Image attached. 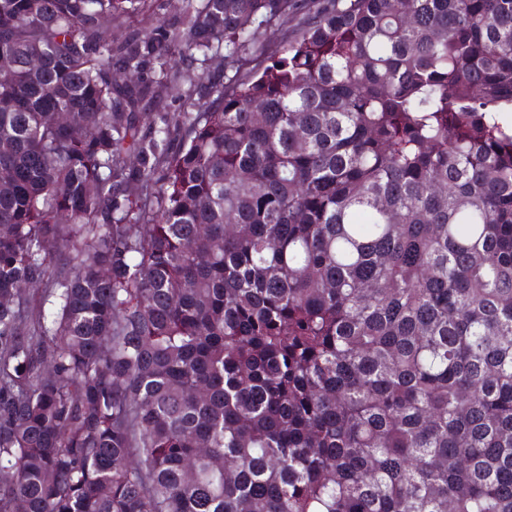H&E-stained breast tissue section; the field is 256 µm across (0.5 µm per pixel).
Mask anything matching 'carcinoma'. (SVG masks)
<instances>
[{"label":"carcinoma","mask_w":512,"mask_h":512,"mask_svg":"<svg viewBox=\"0 0 512 512\" xmlns=\"http://www.w3.org/2000/svg\"><path fill=\"white\" fill-rule=\"evenodd\" d=\"M146 2L0 0V512H512V0ZM184 0H148V9L144 14L132 17L125 26H112V40L119 39L128 28L140 29L144 34H154L155 27L177 25L183 17ZM202 59V56L196 52H187L185 54L169 55L162 62L165 63L164 68L184 72L193 82H206L208 79L211 81L220 79L225 82V76L230 77L234 74L227 61L224 60V50L206 62H203ZM193 87L189 81L184 82L177 93L173 95L166 96L161 108L157 111L147 112L144 116V122L146 124H150L154 127L155 122L157 125H160V112H202L204 111L208 103L211 99L205 98L198 100L197 96H193L192 100L189 99V96L192 92ZM193 102L195 105L191 106L190 103Z\"/></svg>","instance_id":"carcinoma-1"}]
</instances>
